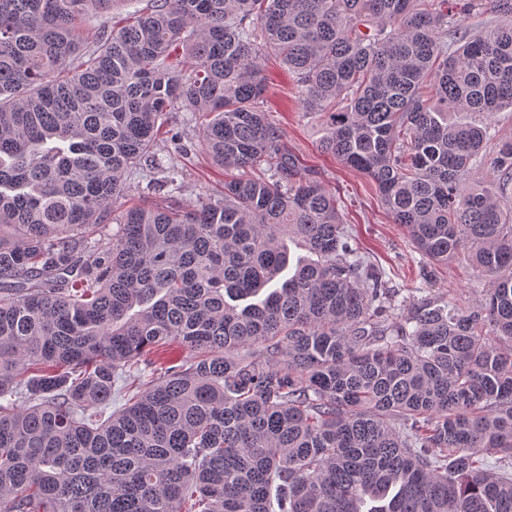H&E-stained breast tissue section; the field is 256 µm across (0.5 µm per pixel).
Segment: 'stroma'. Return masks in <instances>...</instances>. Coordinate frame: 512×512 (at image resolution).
Listing matches in <instances>:
<instances>
[{
	"label": "stroma",
	"mask_w": 512,
	"mask_h": 512,
	"mask_svg": "<svg viewBox=\"0 0 512 512\" xmlns=\"http://www.w3.org/2000/svg\"><path fill=\"white\" fill-rule=\"evenodd\" d=\"M263 70L269 118L280 128L286 149L296 157L304 173L315 176L325 187L335 190L343 203V220L349 232L365 258L384 269L391 287L399 289L408 302L416 298L418 289L423 288L440 297L453 296L464 307L476 305L485 287L476 270L465 264L429 269L402 227L393 224L372 180L321 151L320 121L303 111L287 69L269 58L263 63ZM200 124L198 113L181 107L166 114L155 150V168L132 175L130 190L118 201V208L161 203L172 196L182 203L193 204L222 193L223 169L196 151L180 160L177 194H170L168 187L162 184L168 155L173 150L171 135L179 134L186 144L194 142Z\"/></svg>",
	"instance_id": "obj_1"
}]
</instances>
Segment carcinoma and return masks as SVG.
I'll return each instance as SVG.
<instances>
[{
  "label": "carcinoma",
  "mask_w": 512,
  "mask_h": 512,
  "mask_svg": "<svg viewBox=\"0 0 512 512\" xmlns=\"http://www.w3.org/2000/svg\"><path fill=\"white\" fill-rule=\"evenodd\" d=\"M121 2L0 0V512H512V139L452 119L512 110V0L473 33L449 0H146L84 49ZM270 55L482 302L404 311L269 120ZM178 105L221 198L102 237Z\"/></svg>",
  "instance_id": "cac0c4a2"
}]
</instances>
